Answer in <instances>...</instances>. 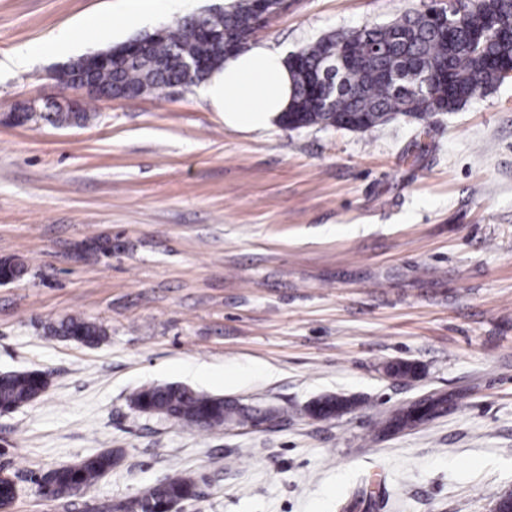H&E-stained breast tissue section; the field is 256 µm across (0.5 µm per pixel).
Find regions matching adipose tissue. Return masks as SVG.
<instances>
[{
    "instance_id": "ef3b65f1",
    "label": "adipose tissue",
    "mask_w": 512,
    "mask_h": 512,
    "mask_svg": "<svg viewBox=\"0 0 512 512\" xmlns=\"http://www.w3.org/2000/svg\"><path fill=\"white\" fill-rule=\"evenodd\" d=\"M201 95L224 115L226 124L262 129L281 118L293 94V78L284 55L266 44L227 53L221 70L212 72Z\"/></svg>"
}]
</instances>
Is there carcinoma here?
I'll list each match as a JSON object with an SVG mask.
<instances>
[{
    "label": "carcinoma",
    "mask_w": 512,
    "mask_h": 512,
    "mask_svg": "<svg viewBox=\"0 0 512 512\" xmlns=\"http://www.w3.org/2000/svg\"><path fill=\"white\" fill-rule=\"evenodd\" d=\"M468 14L448 37L441 36L429 18L416 9L402 12L391 22L364 27L360 32L330 34L298 52L299 60L289 59L294 92L289 112L282 122L289 128L324 125L365 131L395 116L425 120L439 109L455 112L467 102L503 83L500 61L512 56V40L491 31L480 42L472 39L473 25L507 21L512 18V0H468ZM202 24L224 32L209 38L197 32ZM259 30L253 13V0H234L217 13L190 15L178 21L161 37H137L144 48L126 54L127 44L113 48L110 67L101 68L96 80L118 83L134 95L163 93L175 87L199 83L224 63V38L250 40ZM350 46L354 61L331 76L332 89L325 103L318 102V81L331 61L336 43ZM198 60L204 67L192 72L186 64ZM434 74L443 79L433 82L434 94L412 90L417 81ZM25 265L13 260L0 261V277L20 278ZM50 332L85 345H98L106 338L99 324L80 317H65ZM47 374L39 369L0 373V407H15L39 399L47 390ZM217 396L199 393L178 385L143 387L131 394L133 406L142 405L157 415L173 418L190 429L215 427L205 422L214 415L223 417L224 403ZM345 402L327 401L309 412L322 420L338 415ZM416 406L403 408L385 420L381 431L403 428L412 422ZM117 463L110 451L92 454L75 468L59 466L46 474L56 498L66 499L85 492L112 470ZM197 476L180 472L151 487L150 501L138 512H157L170 501L196 497Z\"/></svg>",
    "instance_id": "obj_1"
}]
</instances>
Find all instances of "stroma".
<instances>
[{
    "instance_id": "stroma-1",
    "label": "stroma",
    "mask_w": 512,
    "mask_h": 512,
    "mask_svg": "<svg viewBox=\"0 0 512 512\" xmlns=\"http://www.w3.org/2000/svg\"><path fill=\"white\" fill-rule=\"evenodd\" d=\"M228 2L0 0V259L27 267L0 284V372L49 378L0 415L12 512H93L184 470L203 481L181 512H495L512 492V81L364 131L237 130L193 88L88 96L85 124L54 122L60 30L82 57ZM427 2L289 0L254 39L290 55ZM66 316L105 340L50 335ZM399 361L415 376L389 375ZM168 384L262 419L189 430L132 409ZM433 392L447 413L381 434ZM326 396L352 405L306 414ZM105 450L119 461L88 492L43 497L45 474Z\"/></svg>"
}]
</instances>
